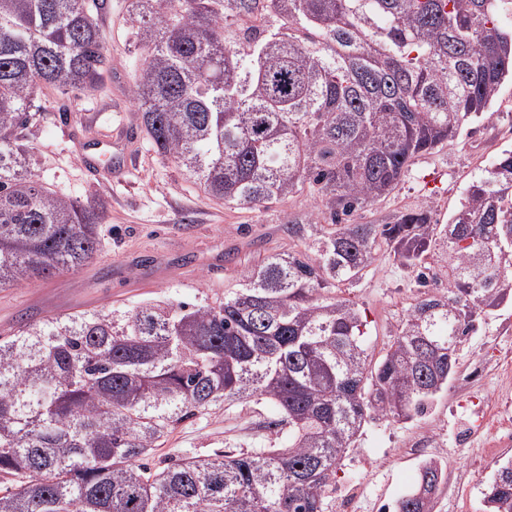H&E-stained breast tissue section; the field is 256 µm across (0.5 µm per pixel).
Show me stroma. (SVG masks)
<instances>
[{"instance_id":"obj_1","label":"stroma","mask_w":512,"mask_h":512,"mask_svg":"<svg viewBox=\"0 0 512 512\" xmlns=\"http://www.w3.org/2000/svg\"><path fill=\"white\" fill-rule=\"evenodd\" d=\"M127 5V0H103L96 12L110 67L102 89L48 96L25 131L34 169L46 186L99 208L102 250L77 271L23 288L1 289L0 336L9 334L23 317L38 320L102 307L130 309L169 297L204 302L234 287L269 253L301 249V242L288 235L289 219L326 222L324 204L307 193L259 209L211 201L177 166L158 157L143 135L132 171L89 181L78 144L140 124L129 96L136 49L128 35ZM491 110V119L474 120L452 145L418 157L398 187L360 212L357 223L388 224L400 211L427 200L434 204L435 219L447 222L470 182L503 150L512 148L511 82L503 84ZM338 293L366 315L368 352L375 358L420 297L412 274L384 248L358 280L341 284ZM492 347L503 361H512V305L483 316L464 338L460 370H467ZM455 398V392L446 390L412 420L381 419L365 425L354 450L338 467L325 512H372L376 500H397L414 489L425 458L411 454L409 447L426 432L437 436L429 457L443 465L433 512H484L482 495L473 494L458 479L472 458L455 446L465 432ZM267 415L266 406L256 400L213 409L180 424L151 461L162 467L182 456L279 447V436L265 427Z\"/></svg>"}]
</instances>
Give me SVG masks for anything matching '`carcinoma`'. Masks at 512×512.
<instances>
[{"label": "carcinoma", "mask_w": 512, "mask_h": 512, "mask_svg": "<svg viewBox=\"0 0 512 512\" xmlns=\"http://www.w3.org/2000/svg\"><path fill=\"white\" fill-rule=\"evenodd\" d=\"M501 0H129L130 96L155 152L209 197L260 208L309 192L331 227L288 221L313 255L270 254L224 297L21 320L0 337V512H324L368 420H409L448 387L463 337L512 302V150L448 223L433 203L354 224L414 160L454 143L512 78ZM108 72L86 0H0V289L76 271L100 251L97 208L47 188L23 144L48 91ZM421 270L448 255L376 363L336 285L381 246ZM257 398L281 447L149 452L186 420ZM430 461L398 512H432ZM512 512V461L483 490Z\"/></svg>", "instance_id": "1"}]
</instances>
